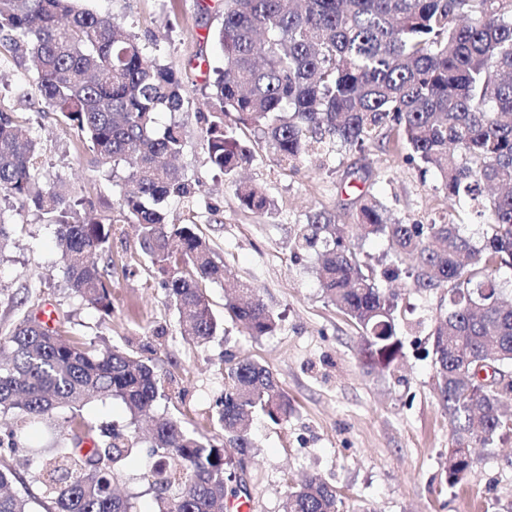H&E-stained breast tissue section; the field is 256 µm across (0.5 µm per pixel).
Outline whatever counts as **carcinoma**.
I'll list each match as a JSON object with an SVG mask.
<instances>
[{"label": "carcinoma", "instance_id": "1", "mask_svg": "<svg viewBox=\"0 0 512 512\" xmlns=\"http://www.w3.org/2000/svg\"><path fill=\"white\" fill-rule=\"evenodd\" d=\"M78 0H0V36L28 48L39 101L73 129L97 163L123 177L119 208L138 227L140 246L181 315V335L203 343L223 331L206 284L224 288V313L253 337L278 329V317L238 280L224 277L208 240L194 224H170L169 199L193 200L200 184L174 165L182 126L156 117L183 110L186 85L169 66L144 63L135 35L115 18L76 6ZM213 36L224 52L215 71L203 140L212 168L235 177L255 159L239 139L241 125L261 131L276 162L296 167L329 143L360 150L395 135L406 160L434 171L448 213L427 224L389 215L375 198L358 199L364 237L385 238L397 263L377 270L345 244L346 225L317 211L299 225L298 252L319 255L318 279L328 300L359 329L365 364L389 370L402 354L398 297L380 279L405 277L419 292L444 293L431 336L435 390L448 414L451 448L445 482L461 485L473 465L470 448L512 434L486 366L512 370V307L498 306L493 272L512 269V0H224ZM33 117L0 106V193L32 207L56 227L66 288L104 315L112 296L99 269L115 222L62 183L42 180ZM241 204L264 212L270 200L239 183ZM486 219L475 244L460 232L452 204ZM480 299L484 309L469 303ZM94 397L118 399L130 424L152 411L159 379L152 359L100 347L47 326L29 312L0 336V451L15 452L21 430L47 428L63 407L77 410L67 441L41 450L34 481L52 506L46 512H133L114 492L115 468L130 459L136 431L97 426L79 414ZM220 435L206 437L172 416L154 419L149 470L156 512H224L234 466L227 449L247 456L254 443L246 421L261 413L277 423L291 404L274 374L254 360L228 366L215 404ZM18 469L0 456V512H31L30 498L10 491ZM338 490L316 476L290 487L284 512H340Z\"/></svg>", "mask_w": 512, "mask_h": 512}]
</instances>
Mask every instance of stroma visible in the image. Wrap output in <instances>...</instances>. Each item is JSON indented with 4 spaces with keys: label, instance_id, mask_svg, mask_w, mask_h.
I'll return each mask as SVG.
<instances>
[{
    "label": "stroma",
    "instance_id": "obj_1",
    "mask_svg": "<svg viewBox=\"0 0 512 512\" xmlns=\"http://www.w3.org/2000/svg\"><path fill=\"white\" fill-rule=\"evenodd\" d=\"M83 0V8L121 21L144 47L146 61L167 65L187 83L184 109L162 114L159 124L183 128L182 173L201 184L193 201L167 207L172 224L197 225L215 260L255 288L280 318L277 332L254 338L242 324L225 320L224 331L204 344L185 339L179 315L160 277L140 247L135 228L120 225L100 261L112 292V313L103 315L63 287L53 226L35 212L0 200V220L12 234L0 251V335L22 319L24 301L51 307L58 322L87 341L141 351L152 347L163 397L156 413L180 419L188 429L212 432L215 402L224 390L229 362L249 358L268 367L290 399L288 420L255 418V447L239 472L248 493L228 500L224 512L248 502L250 512H284L291 484L315 474L341 493L340 512H512V435L495 447H476L462 487L451 489L443 471L450 431L435 390L430 320L440 296L418 292L409 280L382 282L407 309L401 325L403 356L394 372L369 370L362 361L359 330L328 301L316 278L315 253L295 254L293 238L310 214H335L347 227V244L373 266L389 262L384 238L361 239L357 196L367 194L398 217L429 221L448 209L435 174L420 176L404 152L370 145L321 151L294 169L277 165L256 128L239 130L256 158L240 176L260 187L271 210L244 208L235 185L214 170L201 134L213 71L224 63L213 37L224 0ZM35 81L26 49L0 43V85L10 88L0 104L38 112L45 181H63L91 198L101 217L120 216V188L102 172L76 133L44 111L36 97L18 101L17 86ZM151 460L138 453L117 479L137 512H153L156 492L147 473Z\"/></svg>",
    "mask_w": 512,
    "mask_h": 512
}]
</instances>
